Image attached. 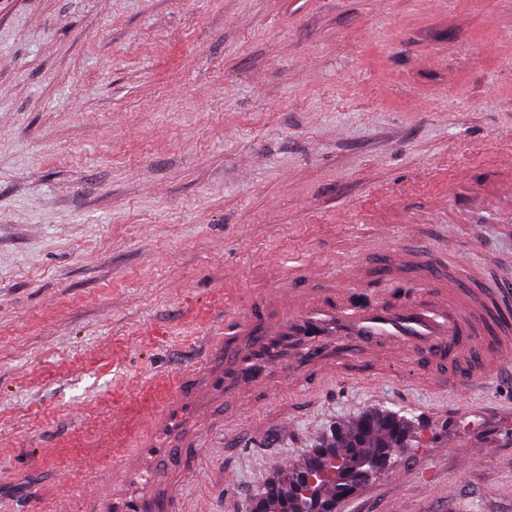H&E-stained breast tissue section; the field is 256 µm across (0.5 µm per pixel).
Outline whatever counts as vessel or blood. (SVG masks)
<instances>
[{
    "instance_id": "vessel-or-blood-1",
    "label": "vessel or blood",
    "mask_w": 512,
    "mask_h": 512,
    "mask_svg": "<svg viewBox=\"0 0 512 512\" xmlns=\"http://www.w3.org/2000/svg\"><path fill=\"white\" fill-rule=\"evenodd\" d=\"M495 171L512 174V131L495 137ZM431 180L401 182L403 197L430 183H469L470 171L448 157L431 166ZM311 262L280 268L281 288L243 297V309L200 340L202 355L183 369L131 453L119 455L111 476L86 494V512H181L179 492L199 465V431L223 404L242 394L269 392L279 378L299 382L332 372L358 373L365 355L391 351L400 364L429 360L447 368V385L475 383L466 356L492 353L499 370L512 373V293L500 291L484 314L450 300L439 275L420 265L405 273L409 297L380 300L358 289L337 296L328 288L303 289L316 280Z\"/></svg>"
}]
</instances>
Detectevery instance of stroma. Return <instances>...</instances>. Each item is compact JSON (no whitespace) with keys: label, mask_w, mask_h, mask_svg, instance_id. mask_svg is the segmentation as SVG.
Segmentation results:
<instances>
[{"label":"stroma","mask_w":512,"mask_h":512,"mask_svg":"<svg viewBox=\"0 0 512 512\" xmlns=\"http://www.w3.org/2000/svg\"><path fill=\"white\" fill-rule=\"evenodd\" d=\"M512 0H0V512H81L140 417L254 287L258 254H339L357 288L402 285L414 245L480 305L512 289V220L448 191L397 224L385 276L370 211L442 154L475 186L512 130ZM345 210L347 223L336 221ZM418 445L336 512H512V378L420 368L284 383L204 430L182 512H249L332 426L380 411Z\"/></svg>","instance_id":"35a3bbf8"}]
</instances>
